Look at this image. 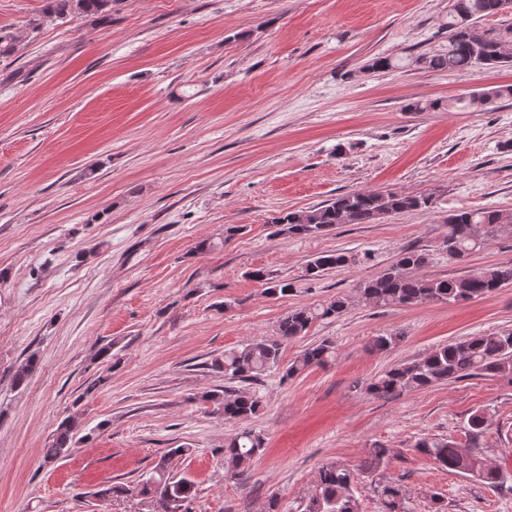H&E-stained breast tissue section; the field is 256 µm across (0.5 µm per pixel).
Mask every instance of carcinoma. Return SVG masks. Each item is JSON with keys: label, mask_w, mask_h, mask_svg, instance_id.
<instances>
[{"label": "carcinoma", "mask_w": 512, "mask_h": 512, "mask_svg": "<svg viewBox=\"0 0 512 512\" xmlns=\"http://www.w3.org/2000/svg\"><path fill=\"white\" fill-rule=\"evenodd\" d=\"M506 10V0H449L448 44L413 59L426 69H472L477 67H512V26L494 33L477 31L476 23L485 17ZM45 14L65 20L74 14L93 16L101 22L112 21V0H46ZM17 37L0 29V58L13 55ZM512 98V85H500L459 98L456 104L473 112H485L501 101ZM434 204V196L392 191H350L312 206L304 211H288L274 218L277 232L289 236L317 238L339 224H371L377 220L416 210H426ZM512 226V212L491 208H460L448 214L440 248L448 258L463 260L491 240L489 231L499 232ZM348 256L340 252H325L306 265V276L316 279L326 271L341 267ZM429 263V254L412 246L401 249L397 260L376 278L357 288L360 297L378 307L410 306L429 302L461 303L484 297L500 288L512 285V263L484 268L457 280L426 277L422 270ZM252 277L266 285L270 296H288L293 283L273 280L262 270ZM348 308L347 298L338 295L314 306H299L288 310L277 323L271 338H256L224 352L213 366L224 372L227 380H253L278 366L282 346L305 336L318 320L341 316ZM401 341L399 334L376 336L369 341V351H387ZM336 359V347L322 340L305 348L285 370L284 376L294 377L310 367L325 366ZM484 376L512 383V332H482L433 347L424 357L393 365L366 385V392L378 399H391L404 393L425 390L443 382ZM204 399L214 403L224 419L245 421L256 414L259 398L238 393L227 398L218 393ZM484 417L476 412L467 422L468 442L424 437L415 450L432 458L450 472L463 473L499 490L505 477L479 456L475 440L484 427ZM75 424L61 423L48 447L42 449L43 460L53 462L66 455L71 447ZM266 449L264 436L243 428L224 443V466L233 479L242 478L251 461ZM388 450L372 448L360 465L368 474L387 463ZM169 458L162 456L149 478L132 484H115L101 491L103 496H119L134 490L154 502L153 512H169V504L184 507L196 494L194 482L175 480L168 473ZM355 471L336 462L322 465L312 488L304 498L302 512H359V501L353 484ZM383 512H405V493L394 482L380 486Z\"/></svg>", "instance_id": "obj_1"}]
</instances>
